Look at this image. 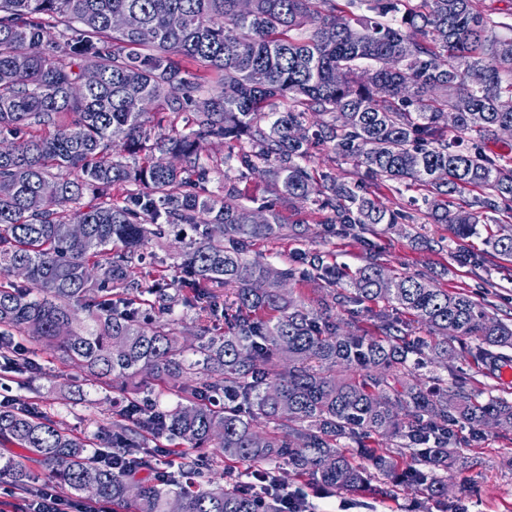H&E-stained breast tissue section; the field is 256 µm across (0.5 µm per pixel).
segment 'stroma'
<instances>
[{"label":"stroma","instance_id":"1","mask_svg":"<svg viewBox=\"0 0 512 512\" xmlns=\"http://www.w3.org/2000/svg\"><path fill=\"white\" fill-rule=\"evenodd\" d=\"M309 165L360 183L363 192L379 198L387 208L407 213L408 222L392 228L378 224L356 237L329 238L321 233L313 205L304 203L296 210L284 209L290 222L286 238L255 242L254 252L279 268L302 252L323 264L350 270L375 260L391 272L419 274L438 287L467 293L487 303L498 318L512 322V260L487 254L477 238L468 245L471 259L460 260L457 241L444 225L428 217L421 189L368 178L353 158L328 145L311 148ZM477 346V341H468L465 352L449 358L447 367L438 368V375L448 386L462 382L482 398L512 402V380L499 368L474 364ZM30 357L37 373L10 371L0 358V385L17 403L38 404L48 416L89 441L111 426L113 411L126 402V391L88 386L81 368L43 347L31 346ZM454 434L455 463L448 473V495L430 501L429 512H512V431L488 428L475 438L468 425L461 423ZM279 475L289 487L305 491L315 512H414L421 499L416 490L383 476L373 480L369 492H329L288 470H280Z\"/></svg>","mask_w":512,"mask_h":512}]
</instances>
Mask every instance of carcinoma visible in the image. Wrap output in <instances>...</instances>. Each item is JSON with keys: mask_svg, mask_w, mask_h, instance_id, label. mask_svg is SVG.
I'll return each instance as SVG.
<instances>
[{"mask_svg": "<svg viewBox=\"0 0 512 512\" xmlns=\"http://www.w3.org/2000/svg\"><path fill=\"white\" fill-rule=\"evenodd\" d=\"M399 2L251 0L242 11L239 0H0V134L14 138L0 152V354L25 332L85 368L92 386L135 382L136 397L99 439L137 470L151 467L149 442L164 436L218 448L261 474L284 465L324 489L354 491L397 470L406 451L402 483L433 500L448 492L436 471L453 465L451 426L462 421L475 438L491 425L512 429V403L481 402L462 386L427 391L417 377L427 353L448 366L461 337L479 342L477 361L512 363V323L486 304L420 275L389 276L375 261L338 293L331 266L302 256L275 268L251 255L286 224L271 204L254 224L239 203L238 183L256 175L278 199L329 212V235L402 219L358 185L311 169L317 142L369 178L422 187L456 240L481 236L512 259V225L497 220L512 211V159L488 148L512 127V39L493 34L482 0H420L391 23ZM120 14L136 28L114 30ZM89 69L98 80L86 86ZM210 72L219 80L200 110L195 93ZM282 99L291 108L278 110ZM211 141L229 144L224 167L234 172L220 200L204 195L218 166L199 145ZM49 182L56 193L45 197ZM117 185L128 187L120 204ZM69 224L84 225L83 238L69 237ZM180 224L198 234L178 241L182 288L171 293L162 277L143 287L132 264ZM19 265L22 284L7 280ZM312 269L333 286L329 297L292 295L288 284ZM209 285L231 297L201 307L187 347L163 318L178 302L198 305ZM382 301L398 316L382 317L376 336L345 332L330 316L336 302ZM403 315L436 340L410 334ZM209 316L224 317V334H212ZM157 386L187 397L162 410ZM381 439L399 441L397 452L372 447ZM4 440L56 485L95 487L88 500L113 512H170L174 502L180 512H282L278 499L233 480L202 487L186 452L176 481L98 464L62 424L10 399L0 405Z\"/></svg>", "mask_w": 512, "mask_h": 512, "instance_id": "1", "label": "carcinoma"}]
</instances>
